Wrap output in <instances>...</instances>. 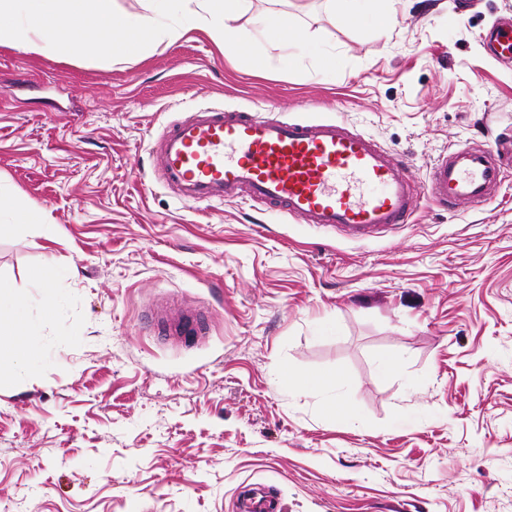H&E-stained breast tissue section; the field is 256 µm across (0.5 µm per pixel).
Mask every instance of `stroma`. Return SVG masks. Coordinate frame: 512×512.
Here are the masks:
<instances>
[{"label":"stroma","instance_id":"1","mask_svg":"<svg viewBox=\"0 0 512 512\" xmlns=\"http://www.w3.org/2000/svg\"><path fill=\"white\" fill-rule=\"evenodd\" d=\"M384 6L380 31L324 0H250L238 49L196 23L135 57L0 43V279L35 330L0 375V512H237L248 493L283 512H512V60L481 40L512 0ZM270 10L335 67L264 38ZM210 107L344 121L421 184L463 146L506 178L366 240L242 197L186 202L155 152ZM164 299L196 306L206 339L159 336Z\"/></svg>","mask_w":512,"mask_h":512}]
</instances>
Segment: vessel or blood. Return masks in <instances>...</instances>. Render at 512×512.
<instances>
[{
    "label": "vessel or blood",
    "mask_w": 512,
    "mask_h": 512,
    "mask_svg": "<svg viewBox=\"0 0 512 512\" xmlns=\"http://www.w3.org/2000/svg\"><path fill=\"white\" fill-rule=\"evenodd\" d=\"M490 55L512 58V21L483 35ZM165 183L188 201L221 202L237 195L302 224L366 238L407 223L420 197L447 209L480 206L503 181L499 159L485 148L459 147L434 164L420 185L407 164L341 122L283 121L209 108L166 131L160 142ZM163 332L203 337L197 313L163 306Z\"/></svg>",
    "instance_id": "obj_1"
}]
</instances>
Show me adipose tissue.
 Returning <instances> with one entry per match:
<instances>
[{
    "instance_id": "1",
    "label": "adipose tissue",
    "mask_w": 512,
    "mask_h": 512,
    "mask_svg": "<svg viewBox=\"0 0 512 512\" xmlns=\"http://www.w3.org/2000/svg\"><path fill=\"white\" fill-rule=\"evenodd\" d=\"M111 0H0V42L36 51L57 50L79 44L87 55L121 53L132 57L153 39L177 40L182 28L159 25L155 17L139 12L114 14ZM248 0H200L202 20L212 37L230 44L237 39L235 22ZM99 36L80 42L87 26ZM32 324L24 300L0 280V373L13 369L29 356Z\"/></svg>"
}]
</instances>
